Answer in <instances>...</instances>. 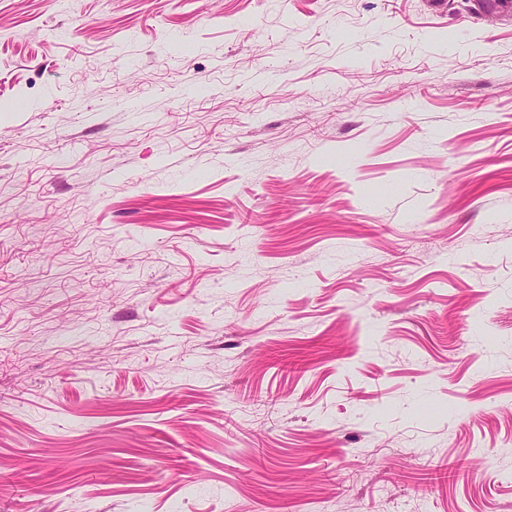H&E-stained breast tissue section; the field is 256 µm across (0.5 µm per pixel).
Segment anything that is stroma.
I'll use <instances>...</instances> for the list:
<instances>
[{
	"instance_id": "1",
	"label": "stroma",
	"mask_w": 512,
	"mask_h": 512,
	"mask_svg": "<svg viewBox=\"0 0 512 512\" xmlns=\"http://www.w3.org/2000/svg\"><path fill=\"white\" fill-rule=\"evenodd\" d=\"M0 512H512V8L0 0Z\"/></svg>"
}]
</instances>
